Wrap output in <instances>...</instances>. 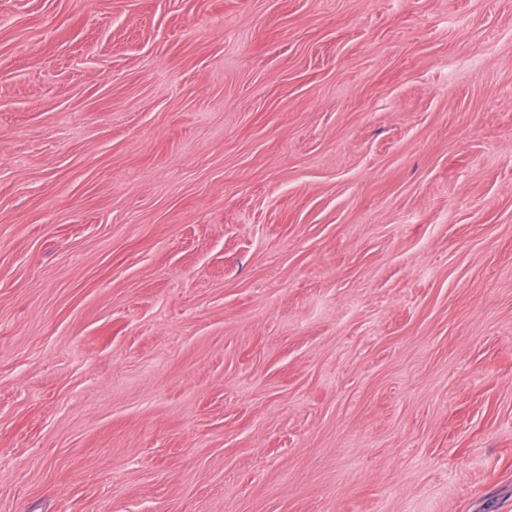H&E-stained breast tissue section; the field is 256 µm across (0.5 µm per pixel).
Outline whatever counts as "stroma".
I'll return each mask as SVG.
<instances>
[{
    "mask_svg": "<svg viewBox=\"0 0 512 512\" xmlns=\"http://www.w3.org/2000/svg\"><path fill=\"white\" fill-rule=\"evenodd\" d=\"M0 512H512V0H0Z\"/></svg>",
    "mask_w": 512,
    "mask_h": 512,
    "instance_id": "obj_1",
    "label": "stroma"
}]
</instances>
